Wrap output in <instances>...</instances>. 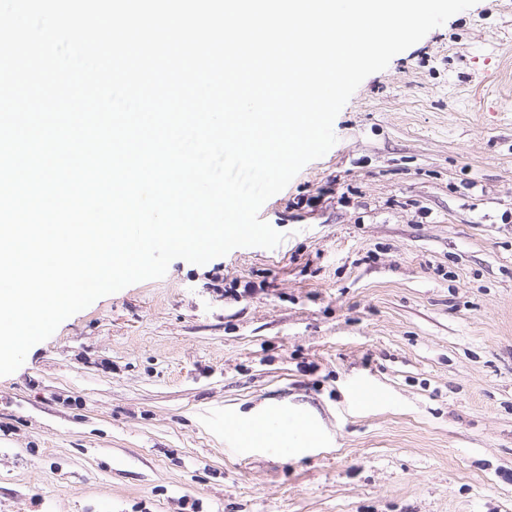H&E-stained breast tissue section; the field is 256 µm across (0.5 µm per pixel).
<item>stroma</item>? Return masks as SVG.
<instances>
[{"mask_svg":"<svg viewBox=\"0 0 512 512\" xmlns=\"http://www.w3.org/2000/svg\"><path fill=\"white\" fill-rule=\"evenodd\" d=\"M333 129L259 211L276 248L174 260L0 376V512H512V0ZM261 415L315 439L227 451Z\"/></svg>","mask_w":512,"mask_h":512,"instance_id":"obj_1","label":"stroma"}]
</instances>
